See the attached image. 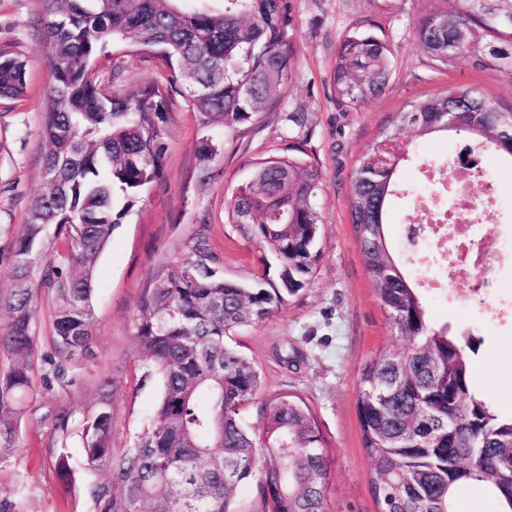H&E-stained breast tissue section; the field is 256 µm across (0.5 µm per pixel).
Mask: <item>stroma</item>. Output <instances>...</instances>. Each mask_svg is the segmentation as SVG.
<instances>
[{"label":"stroma","mask_w":512,"mask_h":512,"mask_svg":"<svg viewBox=\"0 0 512 512\" xmlns=\"http://www.w3.org/2000/svg\"><path fill=\"white\" fill-rule=\"evenodd\" d=\"M453 0H292L299 54L277 121L224 145L221 126L199 127L182 97H174L166 116V162L162 179L143 191L129 216L116 225L112 241L95 269L94 331L86 355L74 361L70 386L47 383L42 360L48 347L39 343L36 389L26 404L17 448L0 453V501L11 512H88L82 486L68 493L57 482L47 442L52 415L64 406L83 416L99 403L105 379H114L112 445L131 447L148 424L159 398L156 381L143 380L146 355L135 340L136 304L154 268L175 257L181 242L207 218L209 235L224 258V274L248 280L256 270L257 251L225 222L233 189L250 175L252 160L287 154L296 137L283 117H307V148L321 165L323 185L317 198L323 216L318 247L321 258L311 283L272 317L233 333V344L262 373L261 390L241 409L243 422L258 426L270 398L292 394L312 409L327 445L330 470L326 495L330 512H377L370 481V460L362 446L356 400L358 371L375 355L396 351L401 341L380 308L349 220L347 199L360 152L388 126L409 101L451 87L477 90L502 112H512V79L461 60L446 68L433 61L412 38L416 21L432 10L450 9ZM362 26L387 40L394 72L385 91L359 108L338 107L332 85L336 46L352 27ZM0 45L27 62L23 97L0 103V289L10 286L15 263L13 244L24 230L27 209L43 181L44 144L40 130L47 110L49 52L43 41L38 0H0ZM121 71L101 64L104 82L129 92L143 81L162 77L158 64L133 49H121ZM208 139L219 145L212 163L218 177L195 180L196 147ZM463 136L448 134L413 139L398 173L399 189L388 209L387 233L401 263L424 287L421 300L434 328L466 331L475 353L473 391L495 412L512 415V164L491 149L470 152ZM473 155L487 170L474 182L477 196H492L485 216L490 271L479 291L431 289L427 283L442 269L434 245L412 249L405 228L421 223L420 200L435 184L420 176L428 166Z\"/></svg>","instance_id":"35a3bbf8"}]
</instances>
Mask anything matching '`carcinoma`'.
Instances as JSON below:
<instances>
[{
	"instance_id": "carcinoma-1",
	"label": "carcinoma",
	"mask_w": 512,
	"mask_h": 512,
	"mask_svg": "<svg viewBox=\"0 0 512 512\" xmlns=\"http://www.w3.org/2000/svg\"><path fill=\"white\" fill-rule=\"evenodd\" d=\"M50 50L48 109L41 130L43 185L29 204L15 244L12 284L0 291V452L18 446L23 402L34 393L38 294L55 300L49 352L54 379L72 384V361L89 351L94 272L115 225L143 189L164 173L163 123L181 94L203 128L221 124L226 140L263 122L286 90L299 51L290 0H224L221 10L196 0H39ZM420 48L446 67L460 59L512 79V29L488 13L430 12L412 31ZM116 46L159 51L167 74L137 91H105L90 65ZM393 68L389 45L355 31L336 49V103L357 106L381 94ZM26 63L0 47V100L25 93ZM464 104L457 133L512 162V112H500L467 88L419 98L394 114L366 146L348 200L351 225L380 306L404 342L359 372L357 415L371 462L378 512H457L463 485L483 484L512 512V416L496 414L471 392L470 336H450L429 322L417 285L394 259L386 212L403 157L376 165L387 141L441 131L448 99ZM295 156L253 163L234 188L227 221L260 248L248 283L224 278L206 219L176 259L154 270L137 302L135 337L160 383L149 424L130 448L112 447V402L81 418L59 407L48 447L62 488L74 467L67 445L80 437L92 512H240L237 490L256 485L258 512H329V457L311 408L298 396L270 399L259 427L241 407L262 386L253 363L231 344L232 332L281 311L310 283L322 214L323 173L300 145ZM218 149L198 146L199 178H210ZM64 240V247L53 243ZM275 277H270V270ZM107 471L103 480L94 478Z\"/></svg>"
}]
</instances>
